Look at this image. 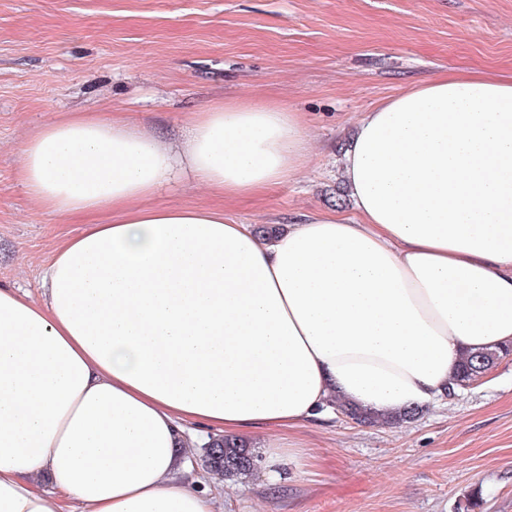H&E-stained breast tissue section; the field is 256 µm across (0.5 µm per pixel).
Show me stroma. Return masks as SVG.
Returning a JSON list of instances; mask_svg holds the SVG:
<instances>
[{"instance_id":"obj_1","label":"stroma","mask_w":512,"mask_h":512,"mask_svg":"<svg viewBox=\"0 0 512 512\" xmlns=\"http://www.w3.org/2000/svg\"><path fill=\"white\" fill-rule=\"evenodd\" d=\"M462 69L512 74V0H0V283L39 298L42 266L80 227L38 212L17 178L21 144L60 115L169 136L212 101L299 113L309 154L284 184L227 201L178 182L153 199L268 227L354 216L346 135L406 87ZM246 439L301 450L276 485L260 469L206 479L216 512H512V354L398 427L334 413Z\"/></svg>"}]
</instances>
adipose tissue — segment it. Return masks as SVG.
<instances>
[{
    "label": "adipose tissue",
    "instance_id": "obj_1",
    "mask_svg": "<svg viewBox=\"0 0 512 512\" xmlns=\"http://www.w3.org/2000/svg\"><path fill=\"white\" fill-rule=\"evenodd\" d=\"M308 147L298 113L238 100L183 141L73 112L23 144L32 203L83 225L40 300L0 285V512H211L189 448L339 399L426 407L467 354L512 345V76L449 72L367 112L344 153L357 219L268 239L151 203L176 179L267 192Z\"/></svg>",
    "mask_w": 512,
    "mask_h": 512
}]
</instances>
